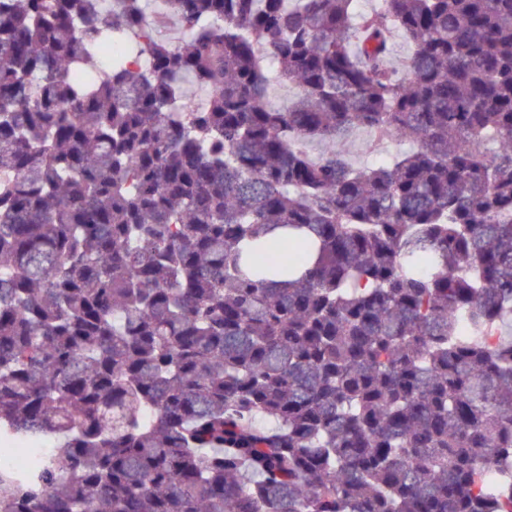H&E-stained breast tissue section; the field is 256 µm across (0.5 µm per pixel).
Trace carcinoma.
I'll list each match as a JSON object with an SVG mask.
<instances>
[{
    "label": "carcinoma",
    "instance_id": "obj_1",
    "mask_svg": "<svg viewBox=\"0 0 512 512\" xmlns=\"http://www.w3.org/2000/svg\"><path fill=\"white\" fill-rule=\"evenodd\" d=\"M104 2L0 0V512H512V0Z\"/></svg>",
    "mask_w": 512,
    "mask_h": 512
}]
</instances>
